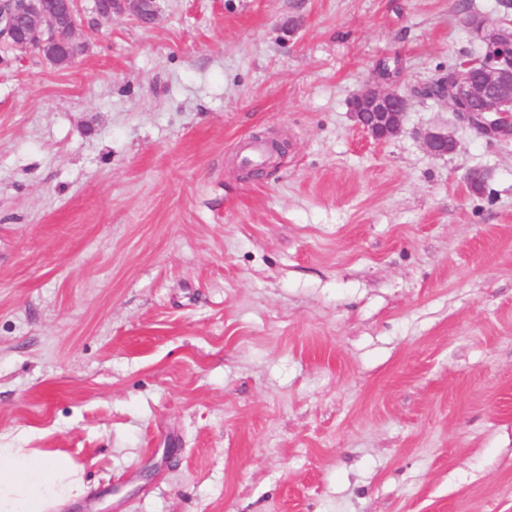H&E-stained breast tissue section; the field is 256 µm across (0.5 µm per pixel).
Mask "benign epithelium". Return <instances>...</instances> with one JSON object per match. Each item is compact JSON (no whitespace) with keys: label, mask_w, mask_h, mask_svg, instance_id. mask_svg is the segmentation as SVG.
Segmentation results:
<instances>
[{"label":"benign epithelium","mask_w":512,"mask_h":512,"mask_svg":"<svg viewBox=\"0 0 512 512\" xmlns=\"http://www.w3.org/2000/svg\"><path fill=\"white\" fill-rule=\"evenodd\" d=\"M79 0H0V43L23 57L35 52L60 29L68 32L67 50L77 58L85 44L76 37L83 19ZM155 0H95L94 12L110 20L127 12L139 21L153 20L156 9L143 12V4ZM497 20L489 24L478 15L464 17L465 25L479 41L475 56H461L451 82L436 93L457 116L485 138L512 140V0H497ZM414 94L386 86L372 76L351 98L356 127L383 142L402 132L404 115ZM428 153L444 157L456 151L455 136L444 129L423 134Z\"/></svg>","instance_id":"7a95c632"}]
</instances>
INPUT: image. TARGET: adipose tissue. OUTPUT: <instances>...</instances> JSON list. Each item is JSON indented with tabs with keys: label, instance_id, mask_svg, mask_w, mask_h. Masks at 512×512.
Masks as SVG:
<instances>
[{
	"label": "adipose tissue",
	"instance_id": "1",
	"mask_svg": "<svg viewBox=\"0 0 512 512\" xmlns=\"http://www.w3.org/2000/svg\"><path fill=\"white\" fill-rule=\"evenodd\" d=\"M89 491L68 456L0 445V512H69Z\"/></svg>",
	"mask_w": 512,
	"mask_h": 512
}]
</instances>
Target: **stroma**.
Listing matches in <instances>:
<instances>
[{
	"instance_id": "stroma-1",
	"label": "stroma",
	"mask_w": 512,
	"mask_h": 512,
	"mask_svg": "<svg viewBox=\"0 0 512 512\" xmlns=\"http://www.w3.org/2000/svg\"><path fill=\"white\" fill-rule=\"evenodd\" d=\"M458 3L82 0L85 55L0 63V444L74 512H512V141L349 112L476 52ZM156 1L154 0H96L94 12L102 19L112 20L115 13L134 15L139 21L148 23L153 20L156 13ZM152 4L151 13L143 12V4ZM414 93L386 86L375 74L351 98V114L356 127L374 141L383 142L402 132L404 115ZM353 103L358 105L354 109ZM423 143L428 153L435 157H444L456 151L457 140L448 129H430L423 134ZM89 491L82 467L68 456L0 444V512H63Z\"/></svg>"
}]
</instances>
